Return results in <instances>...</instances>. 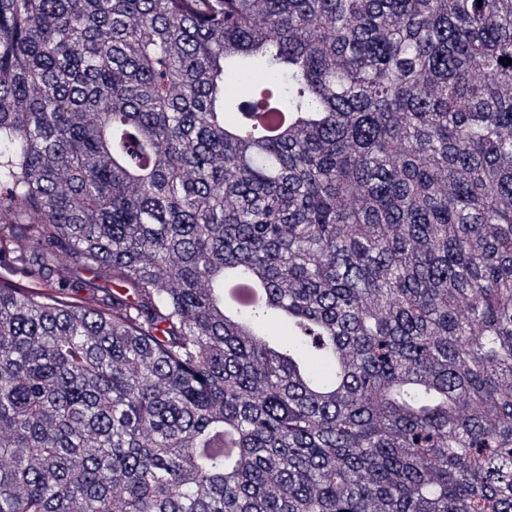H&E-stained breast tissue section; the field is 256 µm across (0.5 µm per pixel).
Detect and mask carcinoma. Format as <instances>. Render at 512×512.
<instances>
[{
	"mask_svg": "<svg viewBox=\"0 0 512 512\" xmlns=\"http://www.w3.org/2000/svg\"><path fill=\"white\" fill-rule=\"evenodd\" d=\"M506 58L512 0H0V512H512ZM65 263L69 268V277L74 282H83L92 279L94 288H80L76 292V297L84 301L94 303L104 296L112 294L115 288L112 284V274L108 270H102L97 274L89 273L73 259L67 258ZM95 275V276H94Z\"/></svg>",
	"mask_w": 512,
	"mask_h": 512,
	"instance_id": "obj_1",
	"label": "carcinoma"
}]
</instances>
